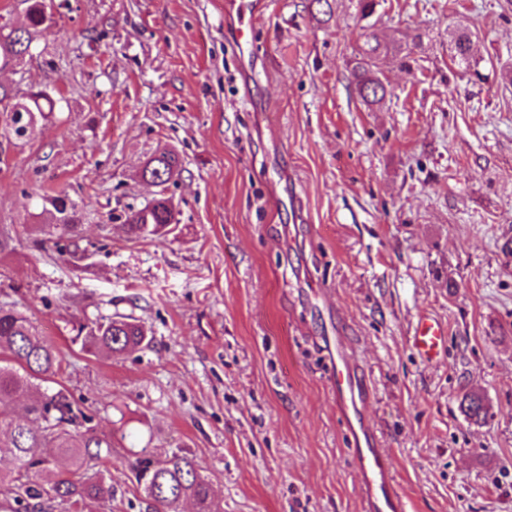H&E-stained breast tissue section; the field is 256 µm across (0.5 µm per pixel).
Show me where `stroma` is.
<instances>
[{
    "label": "stroma",
    "mask_w": 512,
    "mask_h": 512,
    "mask_svg": "<svg viewBox=\"0 0 512 512\" xmlns=\"http://www.w3.org/2000/svg\"><path fill=\"white\" fill-rule=\"evenodd\" d=\"M269 2L250 62L224 0H69L0 75L58 101L23 138L0 112V302L112 442V497L84 512H147L132 467L175 451L218 512H364L329 382L340 328L409 512H512V0ZM374 39L370 108L352 67ZM164 149L181 173L159 189L140 171ZM60 194L78 241L46 233ZM161 195L168 233L128 237ZM115 313L149 344L82 351L78 328ZM423 313L447 329L430 363L409 344Z\"/></svg>",
    "instance_id": "35a3bbf8"
}]
</instances>
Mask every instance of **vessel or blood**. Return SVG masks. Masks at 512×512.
<instances>
[{
  "instance_id": "obj_1",
  "label": "vessel or blood",
  "mask_w": 512,
  "mask_h": 512,
  "mask_svg": "<svg viewBox=\"0 0 512 512\" xmlns=\"http://www.w3.org/2000/svg\"><path fill=\"white\" fill-rule=\"evenodd\" d=\"M263 0H224V20L230 24L238 49L254 53L251 32L261 16ZM446 329L438 321L421 318L410 344L422 360L433 361L443 350ZM345 336H337L329 345L331 355L332 396L353 444L354 467L362 479L361 492L365 512H406L407 501L390 476V458L381 448L373 425L361 417L359 406L369 395V388L358 376Z\"/></svg>"
}]
</instances>
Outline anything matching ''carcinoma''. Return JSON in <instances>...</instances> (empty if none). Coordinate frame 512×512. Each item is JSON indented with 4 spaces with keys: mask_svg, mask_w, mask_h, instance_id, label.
<instances>
[{
    "mask_svg": "<svg viewBox=\"0 0 512 512\" xmlns=\"http://www.w3.org/2000/svg\"><path fill=\"white\" fill-rule=\"evenodd\" d=\"M27 25L10 28L0 25V68L15 66L30 54L33 41L50 28V18L43 0H28ZM356 90L367 106L382 102L386 87L367 62H359L352 70ZM57 100L49 93L29 91L18 99L0 85V111L14 114L15 133L23 136L31 128L36 112L55 111ZM180 171L179 157L162 151L149 158L141 169L142 179H159L167 183ZM46 201L58 214L64 233L77 235L74 206L61 195ZM175 223V207L165 197L140 209L126 221L133 236H161ZM147 342L142 324L130 315L115 314L93 323L81 337L82 349L93 355L109 357L129 352ZM61 363L55 348L41 336L26 316L6 305H0V456L14 462L13 469L0 471V485L8 486L10 498L0 502V512H39L44 497L70 501L77 505L112 497V485L86 478L88 471L105 464L101 449L110 443L90 426L93 416L70 398L62 388L41 389V383L58 375ZM38 390L26 422L15 420L9 403ZM461 409L471 420L485 415L483 398L466 393ZM65 456L74 470L61 474L49 487L38 482L37 469L50 464L55 457ZM135 478L140 485L150 512H178L185 499L195 503V512H215L207 478L192 457L174 452L163 462L149 456L137 459Z\"/></svg>",
    "mask_w": 512,
    "mask_h": 512,
    "instance_id": "cac0c4a2",
    "label": "carcinoma"
}]
</instances>
